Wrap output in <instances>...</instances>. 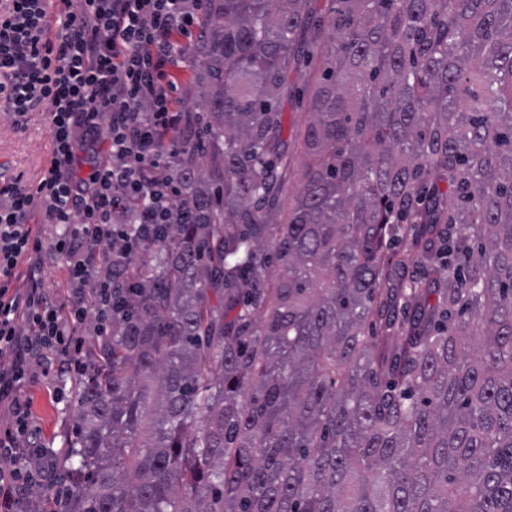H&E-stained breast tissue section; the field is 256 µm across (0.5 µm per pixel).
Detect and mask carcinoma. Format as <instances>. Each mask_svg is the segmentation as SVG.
Here are the masks:
<instances>
[{"label":"carcinoma","mask_w":512,"mask_h":512,"mask_svg":"<svg viewBox=\"0 0 512 512\" xmlns=\"http://www.w3.org/2000/svg\"><path fill=\"white\" fill-rule=\"evenodd\" d=\"M326 2L209 0L186 223L94 344L65 512H512V0ZM284 122L286 127V135L288 139L294 141L295 154V167L294 172L286 185V195L283 198L281 208L277 214V220L283 224L288 220V188L294 191L299 177V144L301 143L302 135L305 126L309 121L308 112L298 103V100L285 101L284 106Z\"/></svg>","instance_id":"carcinoma-1"}]
</instances>
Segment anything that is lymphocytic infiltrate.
Instances as JSON below:
<instances>
[{"instance_id": "lymphocytic-infiltrate-1", "label": "lymphocytic infiltrate", "mask_w": 512, "mask_h": 512, "mask_svg": "<svg viewBox=\"0 0 512 512\" xmlns=\"http://www.w3.org/2000/svg\"><path fill=\"white\" fill-rule=\"evenodd\" d=\"M208 0H0V110L16 130L45 115L52 152L29 186L0 172V507L25 512L37 487L64 497L53 449L24 390L37 373L83 372L86 324L112 326V297L159 227L183 222L189 189L175 160L186 128L176 74ZM88 175H80L82 160ZM55 226L45 239L35 210ZM64 261L67 293L45 288V256ZM42 466H26L28 455Z\"/></svg>"}]
</instances>
